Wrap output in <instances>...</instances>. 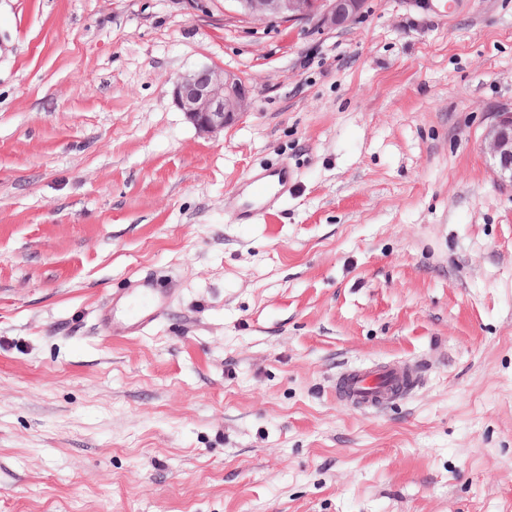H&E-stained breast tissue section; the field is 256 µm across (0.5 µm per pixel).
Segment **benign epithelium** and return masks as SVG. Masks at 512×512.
<instances>
[{
	"label": "benign epithelium",
	"instance_id": "benign-epithelium-1",
	"mask_svg": "<svg viewBox=\"0 0 512 512\" xmlns=\"http://www.w3.org/2000/svg\"><path fill=\"white\" fill-rule=\"evenodd\" d=\"M237 11L254 19H312L320 26L341 27L361 13L364 0H233ZM177 107L202 134L234 123L249 105L243 79L225 69L203 66L174 81ZM486 134L496 182L512 187V107L493 113Z\"/></svg>",
	"mask_w": 512,
	"mask_h": 512
}]
</instances>
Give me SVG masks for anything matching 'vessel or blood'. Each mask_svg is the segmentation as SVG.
I'll return each mask as SVG.
<instances>
[{
	"label": "vessel or blood",
	"instance_id": "b4317fda",
	"mask_svg": "<svg viewBox=\"0 0 512 512\" xmlns=\"http://www.w3.org/2000/svg\"><path fill=\"white\" fill-rule=\"evenodd\" d=\"M292 173L288 167L280 166L272 170L264 169L253 174L245 183L244 197L233 200L232 213L238 223H251L263 213L285 198L290 189ZM122 330L133 334L143 331L151 324L161 307L158 292L149 283H141L137 288L117 302ZM394 376L386 368L370 369L350 374L349 389L361 396H369L378 391Z\"/></svg>",
	"mask_w": 512,
	"mask_h": 512
}]
</instances>
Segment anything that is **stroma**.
I'll return each mask as SVG.
<instances>
[{
	"label": "stroma",
	"instance_id": "1",
	"mask_svg": "<svg viewBox=\"0 0 512 512\" xmlns=\"http://www.w3.org/2000/svg\"><path fill=\"white\" fill-rule=\"evenodd\" d=\"M202 66L250 88L212 135ZM510 104L512 0H0V512H512ZM143 276L162 313L113 331ZM379 365L414 386L340 395ZM237 11L249 18L312 19L320 26L341 27L361 13L364 0H232ZM173 84L177 107L202 134L224 130L249 105L245 82L225 69L203 66L179 76ZM494 121L486 134L496 182L512 187V107L493 113ZM292 173L288 166L263 169L253 174L245 183V202L235 198L231 203L235 221L251 223L277 202L288 196Z\"/></svg>",
	"mask_w": 512,
	"mask_h": 512
}]
</instances>
